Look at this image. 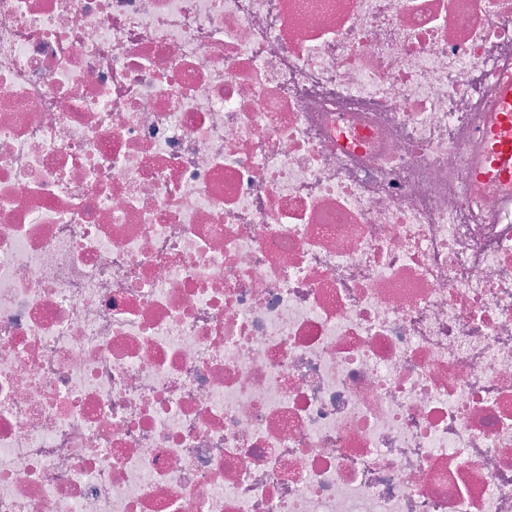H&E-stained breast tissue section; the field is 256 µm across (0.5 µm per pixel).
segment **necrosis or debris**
Returning <instances> with one entry per match:
<instances>
[{
    "label": "necrosis or debris",
    "instance_id": "4bbe7bcc",
    "mask_svg": "<svg viewBox=\"0 0 512 512\" xmlns=\"http://www.w3.org/2000/svg\"><path fill=\"white\" fill-rule=\"evenodd\" d=\"M512 0H0V512H512ZM495 160L501 177L512 180V139H503L496 143L494 147Z\"/></svg>",
    "mask_w": 512,
    "mask_h": 512
}]
</instances>
